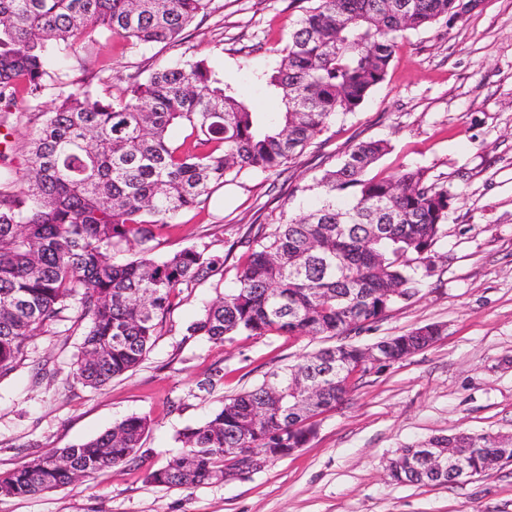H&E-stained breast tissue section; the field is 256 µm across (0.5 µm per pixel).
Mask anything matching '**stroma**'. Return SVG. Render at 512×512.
Segmentation results:
<instances>
[{
  "label": "stroma",
  "instance_id": "35a3bbf8",
  "mask_svg": "<svg viewBox=\"0 0 512 512\" xmlns=\"http://www.w3.org/2000/svg\"><path fill=\"white\" fill-rule=\"evenodd\" d=\"M471 2L457 22L405 32L384 81L284 173L243 174L177 217L159 255L206 242L224 264L182 289L133 372L99 389L67 383L79 331L62 324L58 335L35 336L30 365L0 380V470L15 467L26 449L68 448L133 414L152 421L142 441L145 465L162 466L179 452L182 429L270 370L333 345L327 336L283 335L219 346L181 329L234 287L249 234L275 222L281 208L306 211L316 180L365 140L391 145L376 174L423 168L456 200L434 275L348 340L366 346L437 324V342L356 380L303 448L248 477L166 489L145 483L140 469L116 466L32 497L0 495V512H512V464L439 486L396 482L389 468L398 449L435 436H512V0ZM299 14L294 0H213L181 43L133 48L106 36L96 62L147 72L206 56L244 99L275 112L278 102L256 75L275 63ZM35 362L57 371L54 383H34ZM217 370L216 387L199 389Z\"/></svg>",
  "mask_w": 512,
  "mask_h": 512
}]
</instances>
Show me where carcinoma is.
<instances>
[{
	"label": "carcinoma",
	"instance_id": "1",
	"mask_svg": "<svg viewBox=\"0 0 512 512\" xmlns=\"http://www.w3.org/2000/svg\"><path fill=\"white\" fill-rule=\"evenodd\" d=\"M213 0H0V112L23 98L32 130L26 167L0 170V378L27 357L32 338L78 309L89 319L73 380L98 389L145 359L182 286L218 271L209 245L156 255L180 212L206 202L243 172L267 175L302 154L332 119L381 84L397 38L462 15L458 0H299L308 3L259 74L281 112L267 119L206 58L125 76L92 66L97 38L132 47L180 41ZM124 83L118 95L108 88ZM184 128L182 141L170 127ZM390 150L362 141L316 182L318 202L299 217L280 211L245 241L230 294L206 306L183 335L222 345L236 337L343 336L412 298L435 268L455 195L421 168L371 174ZM140 257L116 261L124 249ZM345 344L274 370L177 435L181 451L143 481L190 489L222 479L247 459L267 463L303 447L315 418L346 398L368 365ZM147 416L131 415L97 437L33 450L0 472V495L25 498L115 466H140ZM468 470L508 447L466 433ZM421 449L402 448L399 482L434 485Z\"/></svg>",
	"mask_w": 512,
	"mask_h": 512
}]
</instances>
